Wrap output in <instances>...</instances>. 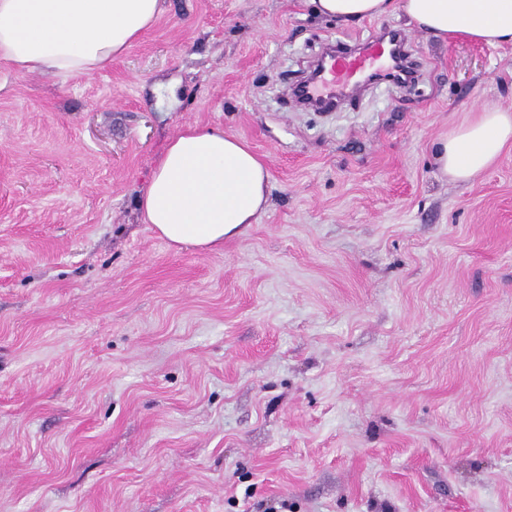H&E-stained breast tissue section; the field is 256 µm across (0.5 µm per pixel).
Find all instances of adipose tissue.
<instances>
[{
	"mask_svg": "<svg viewBox=\"0 0 512 512\" xmlns=\"http://www.w3.org/2000/svg\"><path fill=\"white\" fill-rule=\"evenodd\" d=\"M339 23L402 13L419 30L444 41L512 43V0H312ZM160 0H0V61L17 73L106 68L155 23ZM512 144V112L478 109L438 141L436 170L466 182L488 169ZM270 172L242 137L193 125L159 154L139 197L143 223L177 248L214 250L258 223L268 208Z\"/></svg>",
	"mask_w": 512,
	"mask_h": 512,
	"instance_id": "obj_1",
	"label": "adipose tissue"
}]
</instances>
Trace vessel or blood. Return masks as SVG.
I'll list each match as a JSON object with an SVG mask.
<instances>
[{
  "mask_svg": "<svg viewBox=\"0 0 512 512\" xmlns=\"http://www.w3.org/2000/svg\"><path fill=\"white\" fill-rule=\"evenodd\" d=\"M398 49V43L381 35L362 42L358 51L324 54L305 93L309 99L325 103L342 97L353 85L391 80L400 60Z\"/></svg>",
  "mask_w": 512,
  "mask_h": 512,
  "instance_id": "vessel-or-blood-1",
  "label": "vessel or blood"
}]
</instances>
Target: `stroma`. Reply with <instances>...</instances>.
Wrapping results in <instances>:
<instances>
[{
  "label": "stroma",
  "mask_w": 512,
  "mask_h": 512,
  "mask_svg": "<svg viewBox=\"0 0 512 512\" xmlns=\"http://www.w3.org/2000/svg\"><path fill=\"white\" fill-rule=\"evenodd\" d=\"M101 71L0 62V512H512V147L435 140L512 108V45L309 0H161ZM405 33L421 77L331 112L288 86ZM188 125L265 157L269 206L176 250L138 198ZM474 118L438 141L433 164L444 177L470 181L488 169L512 142V111L480 108Z\"/></svg>",
  "instance_id": "stroma-1"
}]
</instances>
